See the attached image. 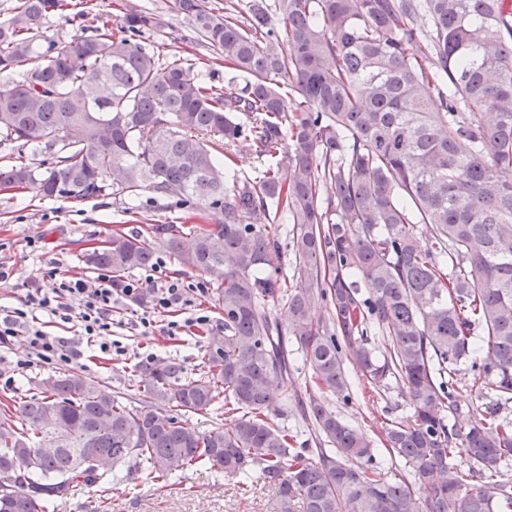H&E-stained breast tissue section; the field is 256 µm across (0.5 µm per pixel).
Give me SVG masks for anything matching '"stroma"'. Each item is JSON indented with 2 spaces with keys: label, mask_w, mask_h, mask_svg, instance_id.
Listing matches in <instances>:
<instances>
[{
  "label": "stroma",
  "mask_w": 512,
  "mask_h": 512,
  "mask_svg": "<svg viewBox=\"0 0 512 512\" xmlns=\"http://www.w3.org/2000/svg\"><path fill=\"white\" fill-rule=\"evenodd\" d=\"M97 17L116 27L122 5L129 4L157 15L160 25L150 40L160 56L180 53L195 59L206 55L191 23L173 16L167 0H96ZM198 218L162 203L141 202L132 206L113 197L68 203L47 199L35 188L0 191V270L8 277L0 281V311L17 307L30 288H53L51 268L95 281L99 270L88 264L87 251L107 233L115 230L134 234L151 224H194ZM126 281H138L147 288H161L172 282L188 289L193 309L210 318V330L224 326V312L218 305L217 280L208 274L188 272L168 253H157L151 266L126 274ZM150 304L133 298L118 300L112 310V341L125 349L109 357L87 345L69 325H53L55 335L82 350L81 374L98 381L116 396L133 399L139 368L150 361L174 360L186 374L198 373L204 361L205 337L191 330L167 335L168 321L184 320L181 309L155 314L149 332L133 326L137 316ZM57 358H38L23 337L0 346V410L10 400L40 398L42 379L65 371ZM351 398L321 394L320 399L347 424L361 430L374 443V463L387 476L404 471L405 465L391 457L381 443L382 426L389 420L409 418L412 407L404 390L388 382L380 392L367 389L357 369H350ZM134 462L117 465L93 481L76 484L66 498L52 504L49 512H276L274 489L246 477L227 478L207 469L173 475L163 482L145 483L135 473Z\"/></svg>",
  "instance_id": "obj_1"
}]
</instances>
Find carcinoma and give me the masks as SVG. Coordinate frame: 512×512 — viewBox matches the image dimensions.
<instances>
[{"mask_svg":"<svg viewBox=\"0 0 512 512\" xmlns=\"http://www.w3.org/2000/svg\"><path fill=\"white\" fill-rule=\"evenodd\" d=\"M95 7L17 0L0 23V73H23L0 85V144L19 153L0 189L68 202L148 193L218 219L116 231L87 260L114 288L160 250L217 276L224 330L207 336L196 376L176 361L144 367L136 404L76 372L44 379L40 399L0 418V512H47L130 459L151 482L255 470L279 512H512V0H249L246 17L171 0L224 58L222 86L181 55L160 59L145 37L157 18L132 6L117 33L45 34L49 17ZM208 135L233 164L243 143L270 163L230 188ZM30 148L59 155L34 166ZM270 201L293 224L292 286L274 266ZM269 298L288 304L317 389L349 399V362L405 390L412 418L383 427L403 475L384 477L365 433L315 397L298 402L314 447H291L276 387L291 374L288 340ZM326 300L321 324L312 310ZM467 362L494 398L462 430ZM202 410L236 417L207 431L180 418Z\"/></svg>","mask_w":512,"mask_h":512,"instance_id":"cac0c4a2","label":"carcinoma"}]
</instances>
